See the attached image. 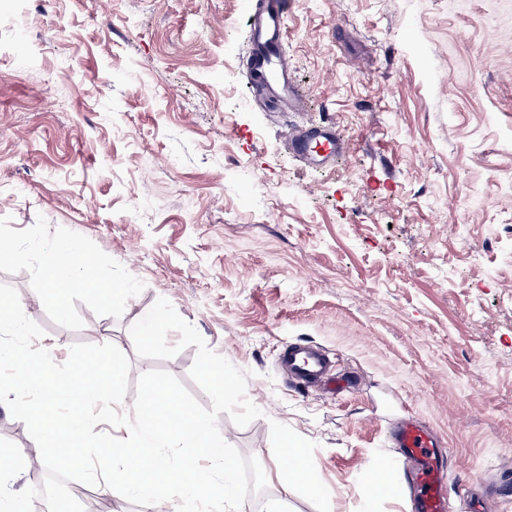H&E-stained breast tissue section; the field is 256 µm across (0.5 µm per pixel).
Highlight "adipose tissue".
Returning a JSON list of instances; mask_svg holds the SVG:
<instances>
[{
	"label": "adipose tissue",
	"mask_w": 512,
	"mask_h": 512,
	"mask_svg": "<svg viewBox=\"0 0 512 512\" xmlns=\"http://www.w3.org/2000/svg\"><path fill=\"white\" fill-rule=\"evenodd\" d=\"M79 253L77 244L65 243L42 258L46 287L39 298L61 313L66 310L65 292L75 280L87 285L93 282L87 266L77 261ZM129 426L139 433L143 445L110 451L108 465L99 480L103 494L119 501L128 492L152 497L163 490L171 500H197L201 512H239L241 495L234 485L233 465L223 453L222 440L213 436L205 419L195 416L184 404L167 401L160 405L152 399L140 404ZM163 437L207 456L222 470L223 481H208L205 473L188 462L181 469L172 470L162 455L150 450Z\"/></svg>",
	"instance_id": "ef3b65f1"
}]
</instances>
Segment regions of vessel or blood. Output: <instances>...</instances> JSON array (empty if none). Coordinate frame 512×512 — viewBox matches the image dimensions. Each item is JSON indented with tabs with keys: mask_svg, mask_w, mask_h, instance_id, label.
<instances>
[{
	"mask_svg": "<svg viewBox=\"0 0 512 512\" xmlns=\"http://www.w3.org/2000/svg\"><path fill=\"white\" fill-rule=\"evenodd\" d=\"M250 48L247 71L252 83L282 107L296 101L291 79V62L285 49L287 26L283 0H258L248 11ZM287 140L305 160L319 155L333 157L343 149L335 127L323 125L308 130L290 129ZM281 367L300 386L309 387L331 375L333 364L326 352L313 344L288 345L280 356ZM395 448L414 459L417 467L412 481L419 488L417 512H447L444 485L445 458L439 439L419 422H401L393 436Z\"/></svg>",
	"mask_w": 512,
	"mask_h": 512,
	"instance_id": "vessel-or-blood-1",
	"label": "vessel or blood"
}]
</instances>
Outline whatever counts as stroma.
I'll return each instance as SVG.
<instances>
[{
	"mask_svg": "<svg viewBox=\"0 0 512 512\" xmlns=\"http://www.w3.org/2000/svg\"><path fill=\"white\" fill-rule=\"evenodd\" d=\"M248 45L245 0H0V283L56 362L108 338L130 380L164 370L209 405L195 347L135 351L163 297L246 372L261 416L218 420L267 476L244 512H413L407 418L444 440L453 512H512V0H288L290 112L249 84ZM325 122L343 150L309 164L283 130ZM64 242L100 286L62 316L37 297ZM300 341L347 387L294 384L278 353ZM287 443L315 489L276 467Z\"/></svg>",
	"mask_w": 512,
	"mask_h": 512,
	"instance_id": "1",
	"label": "stroma"
}]
</instances>
